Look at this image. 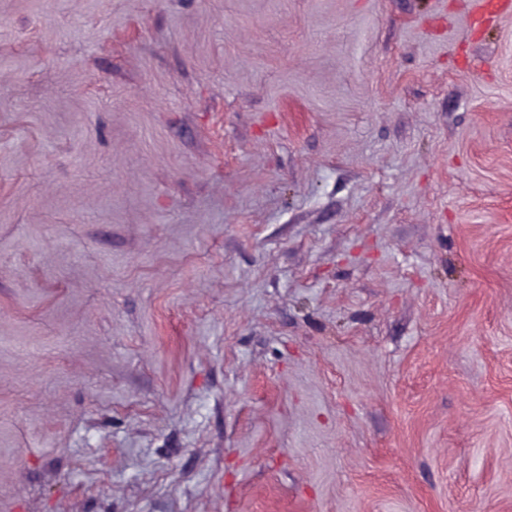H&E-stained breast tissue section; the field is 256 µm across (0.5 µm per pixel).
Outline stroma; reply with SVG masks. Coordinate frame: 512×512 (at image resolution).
I'll return each mask as SVG.
<instances>
[{
    "instance_id": "35a3bbf8",
    "label": "stroma",
    "mask_w": 512,
    "mask_h": 512,
    "mask_svg": "<svg viewBox=\"0 0 512 512\" xmlns=\"http://www.w3.org/2000/svg\"><path fill=\"white\" fill-rule=\"evenodd\" d=\"M0 0V512H512V6Z\"/></svg>"
}]
</instances>
